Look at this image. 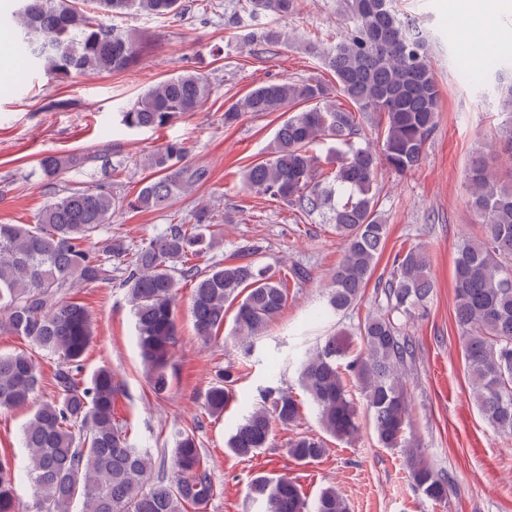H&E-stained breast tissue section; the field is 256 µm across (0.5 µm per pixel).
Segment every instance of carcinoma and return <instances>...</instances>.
Returning <instances> with one entry per match:
<instances>
[{"mask_svg": "<svg viewBox=\"0 0 512 512\" xmlns=\"http://www.w3.org/2000/svg\"><path fill=\"white\" fill-rule=\"evenodd\" d=\"M13 20L33 66L50 79L73 74L114 72L137 66L146 41L107 25L98 14L132 12L180 16L181 0H92L97 13L74 0H18ZM297 0H237L224 18L238 26L249 20V44L265 50L288 47L283 28L259 22L265 15L286 18ZM351 26L335 44L311 40L309 52L324 57L336 87L319 80H282L261 85L224 111V124L246 114L285 112L303 106L279 126L270 155L249 165L243 186L271 200L313 215L329 213L344 255L328 285L326 305L315 319L341 317L361 298L384 250L387 225L378 210L377 172L387 165L399 174L414 170L434 134L440 92L431 72L422 31L393 9L391 0H345ZM212 94L209 77L187 71L140 93L120 112L128 129L163 128L195 112ZM349 101V110L333 95ZM384 118L373 140L361 139V122ZM333 141L345 147L322 161L313 145ZM501 152L512 160V115L499 134ZM90 156L46 153L38 168L44 185L84 167ZM151 175L133 194L104 186L61 190L35 216L33 224H0V326L59 356L52 376L53 397L44 401L22 429L28 451L26 474L35 487L27 512H184L213 495L211 470L192 432L175 442V479L154 475L150 454L129 444L128 424L115 415L121 392L112 370L102 367L81 379L83 357L93 338L87 310L66 300L70 289L119 283L133 308L138 346L149 385L157 396L170 385V352L178 336L174 313L182 280L194 282L191 316L200 340H212L224 326V306L236 303L233 334L250 340L262 335L285 309L288 291L271 267L258 264L256 249L241 250L239 261L216 263L202 271L193 259L219 239L214 214L194 213V223H171L160 234L135 245L123 237H101L118 214L163 210L204 180L206 172L187 165L182 143L171 141L148 155ZM471 205L482 224L478 239L468 238L455 261L457 326L464 335L463 358L474 398L493 429L512 437V186L490 172L488 154L476 151L468 172ZM434 288L423 246L397 252L383 294L386 305L360 328L363 349L350 356L351 343L325 336L302 363L300 385L317 410L321 432L289 442V454L308 464L327 451V438L348 441L359 431V411L342 371L363 393L378 443L402 448L415 489L434 503L448 499L455 479L432 468L406 438L410 399L403 381L416 345L399 318L422 307ZM236 379L229 370L206 391L203 409L220 416L234 398ZM41 384L32 354L0 355V409L31 402ZM301 404L290 393L270 387L237 423L227 448L248 458L272 443L274 427L299 421ZM15 464L0 458V512H18ZM261 512H348L332 487L308 503L297 484L257 477L251 486Z\"/></svg>", "mask_w": 512, "mask_h": 512, "instance_id": "obj_1", "label": "carcinoma"}]
</instances>
